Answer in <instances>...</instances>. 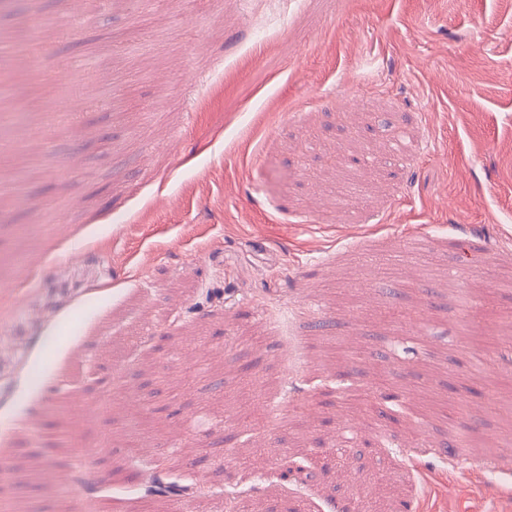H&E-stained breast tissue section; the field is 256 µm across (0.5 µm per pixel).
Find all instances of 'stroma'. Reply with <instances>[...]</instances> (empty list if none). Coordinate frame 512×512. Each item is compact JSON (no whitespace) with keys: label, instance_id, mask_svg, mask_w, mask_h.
I'll return each instance as SVG.
<instances>
[{"label":"stroma","instance_id":"35a3bbf8","mask_svg":"<svg viewBox=\"0 0 512 512\" xmlns=\"http://www.w3.org/2000/svg\"><path fill=\"white\" fill-rule=\"evenodd\" d=\"M83 11L0 53V512H512V8Z\"/></svg>","mask_w":512,"mask_h":512}]
</instances>
